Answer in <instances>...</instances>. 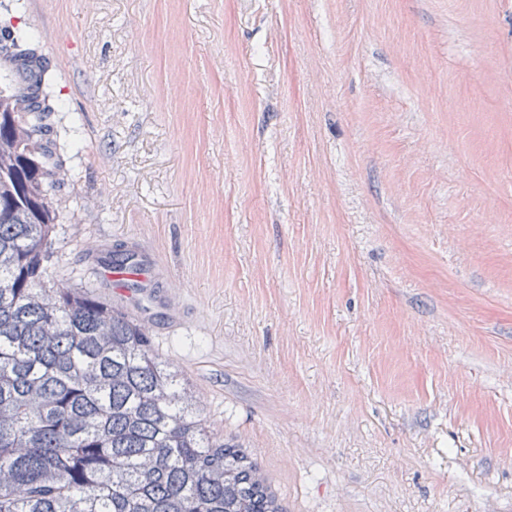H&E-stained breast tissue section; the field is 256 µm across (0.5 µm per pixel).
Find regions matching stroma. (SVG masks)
Wrapping results in <instances>:
<instances>
[{
    "label": "stroma",
    "instance_id": "stroma-1",
    "mask_svg": "<svg viewBox=\"0 0 512 512\" xmlns=\"http://www.w3.org/2000/svg\"><path fill=\"white\" fill-rule=\"evenodd\" d=\"M75 130L54 282L286 512H512V0H0ZM139 258L142 264L137 268L138 270L136 271V273L138 274L131 275L125 273H118V270L112 269V273L116 277H118V281L121 280L122 278H133L127 279L126 282L124 283L125 288H128L130 290H137L138 288H140L139 282L137 280H139L143 285L147 283L151 278L152 271H155V269H152L151 260L147 256L140 254Z\"/></svg>",
    "mask_w": 512,
    "mask_h": 512
}]
</instances>
